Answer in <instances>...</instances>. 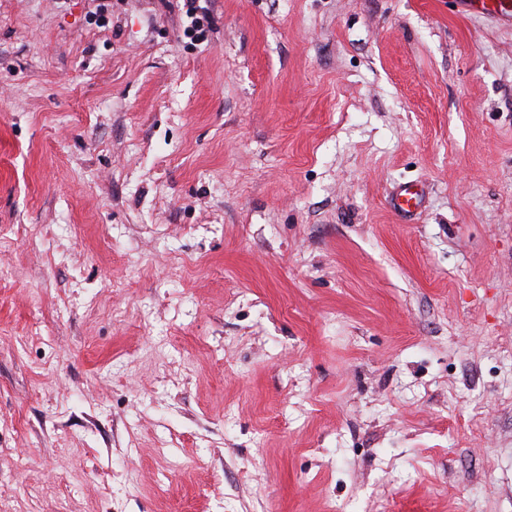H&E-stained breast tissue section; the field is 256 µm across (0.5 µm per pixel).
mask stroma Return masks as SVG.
<instances>
[{"mask_svg": "<svg viewBox=\"0 0 512 512\" xmlns=\"http://www.w3.org/2000/svg\"><path fill=\"white\" fill-rule=\"evenodd\" d=\"M197 2L0 0V512H512V26Z\"/></svg>", "mask_w": 512, "mask_h": 512, "instance_id": "1", "label": "stroma"}]
</instances>
